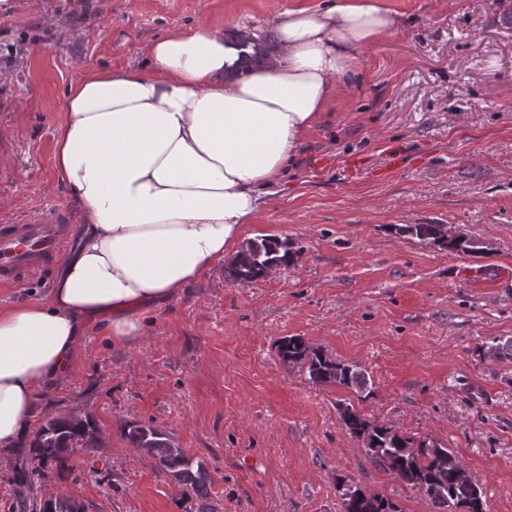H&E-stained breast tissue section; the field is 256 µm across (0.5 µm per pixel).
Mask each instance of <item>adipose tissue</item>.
I'll use <instances>...</instances> for the list:
<instances>
[{
	"instance_id": "adipose-tissue-1",
	"label": "adipose tissue",
	"mask_w": 512,
	"mask_h": 512,
	"mask_svg": "<svg viewBox=\"0 0 512 512\" xmlns=\"http://www.w3.org/2000/svg\"><path fill=\"white\" fill-rule=\"evenodd\" d=\"M399 25L379 0L283 11L257 46L198 24L149 42L144 64L70 84L54 159L80 245L47 299L0 307V456L28 441L37 393L68 374L87 327L140 340L146 313L238 258L363 49Z\"/></svg>"
}]
</instances>
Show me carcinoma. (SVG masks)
Wrapping results in <instances>:
<instances>
[{
	"instance_id": "1",
	"label": "carcinoma",
	"mask_w": 512,
	"mask_h": 512,
	"mask_svg": "<svg viewBox=\"0 0 512 512\" xmlns=\"http://www.w3.org/2000/svg\"><path fill=\"white\" fill-rule=\"evenodd\" d=\"M399 235H410L452 253L479 256L487 253L476 240L464 245L452 243L440 235L437 224H395ZM283 243L276 238L251 241L242 249L230 268L233 282L247 284L263 277L277 266L289 263L278 256ZM481 357L492 354L494 360H512V336L495 337L478 348ZM282 361L307 366L309 379L317 385L346 388L366 398L372 393V378L358 364L338 361L301 336H286L278 345ZM341 422L348 434L362 442L375 465L390 472L409 489L428 498L439 512H487L484 488L467 471L455 452L432 439H414L391 427L371 422L347 405ZM97 426L89 416L53 417L36 432L29 448L30 458L38 461L32 469H23L20 479L28 484L45 478L52 466L61 467L67 456L90 454ZM126 437L132 447L150 456L156 467L195 497L207 495L211 478L205 467L194 463L173 445L163 431L136 422L128 424ZM343 512H398L395 504L376 494H368L352 485L341 488ZM31 512H83V506L69 499L32 501Z\"/></svg>"
}]
</instances>
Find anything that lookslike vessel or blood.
<instances>
[{"label":"vessel or blood","mask_w":512,"mask_h":512,"mask_svg":"<svg viewBox=\"0 0 512 512\" xmlns=\"http://www.w3.org/2000/svg\"><path fill=\"white\" fill-rule=\"evenodd\" d=\"M71 231V214L56 209L31 222L0 223V282L15 284L41 273L59 256Z\"/></svg>","instance_id":"vessel-or-blood-1"}]
</instances>
